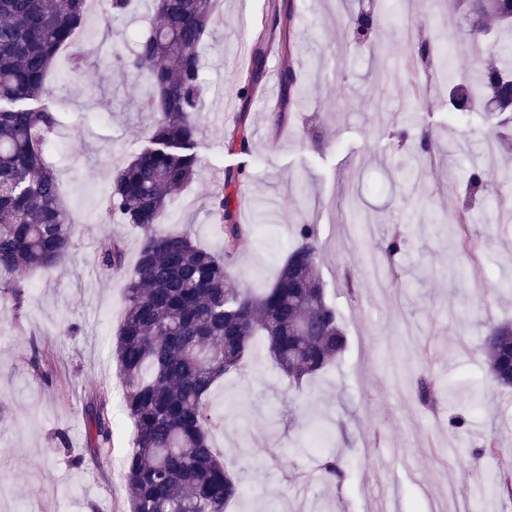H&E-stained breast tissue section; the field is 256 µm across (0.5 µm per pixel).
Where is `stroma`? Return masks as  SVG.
<instances>
[{"label":"stroma","mask_w":512,"mask_h":512,"mask_svg":"<svg viewBox=\"0 0 512 512\" xmlns=\"http://www.w3.org/2000/svg\"><path fill=\"white\" fill-rule=\"evenodd\" d=\"M377 22L366 39L348 24L363 6ZM214 36L201 52L206 98L199 114L201 163L193 183L170 202L164 223L220 248L213 214L216 179L242 172L226 187L231 208L250 228V246L232 260L234 285L264 288L276 277L309 224L320 243L318 270L348 335L344 355L299 388L287 387L257 340L246 365L225 374L212 401L224 414L215 437L224 463L247 491L227 512H505L481 494L484 472L472 452L493 435L512 450V391L489 380L477 348L490 321L512 319V181L488 182L465 197L475 163L483 161L492 127L489 105L455 107L435 90L439 63L417 68L406 84L405 40L418 34L442 48L453 88L476 85L482 59L452 47L470 21L450 0H216ZM290 14L291 29H269L276 55H263L257 88L239 92L232 79L258 16ZM154 15L140 4L128 24L105 29L87 17L75 48L79 72L61 54L49 80L62 125L48 162L60 180L75 229L74 254L52 272L20 273L19 316L0 299V512H129L123 460L132 426L120 401L112 343L123 318L125 279L103 270L99 243L123 239L125 265L138 257L139 233L112 223L101 207L113 168L148 136L141 80L123 67ZM294 70L297 94L266 104L270 83ZM287 109L288 122L275 116ZM247 116L249 146L231 148L224 130ZM400 127L427 130L443 158L416 160L400 145ZM470 207L482 221L461 243L457 213ZM405 247L385 273L387 293L371 281L364 260L393 235ZM48 351L58 382L39 381L34 348ZM427 373L441 400L416 403L411 382ZM107 385L115 417L112 450L96 455L85 407ZM465 421L449 426L451 417ZM331 451L347 462L341 485L323 481L319 460Z\"/></svg>","instance_id":"obj_1"}]
</instances>
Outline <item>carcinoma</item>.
I'll return each mask as SVG.
<instances>
[{"instance_id": "carcinoma-1", "label": "carcinoma", "mask_w": 512, "mask_h": 512, "mask_svg": "<svg viewBox=\"0 0 512 512\" xmlns=\"http://www.w3.org/2000/svg\"><path fill=\"white\" fill-rule=\"evenodd\" d=\"M473 19L464 41L484 50L489 25L512 26V0H456ZM132 0H104L106 23L121 20ZM158 22L126 61L143 77V108L154 115L147 139L131 160L113 172L103 199L113 219L141 232L138 260L125 268L124 246L102 240L104 269L122 273L126 308L114 338L113 360L121 380L125 413L133 425L125 461L131 512H225L244 496L238 477L224 467L215 434L224 415L212 403L216 381L239 368L255 337L263 336L288 384L298 387L323 373L346 349L347 336L317 267L318 240L309 224L274 281L260 292L236 288L229 259L249 245L224 185L212 199L225 219L224 251L198 246L187 231L169 229L163 218L173 192L187 186L200 163L197 112L201 102L200 49L211 36L214 0H154ZM87 0H0V297L22 308L24 292L12 275L50 272L74 252L73 226L62 204L58 178L46 161L58 125L48 76L59 51L73 46L84 24ZM376 19L358 13L350 25L367 37ZM496 63L481 72L486 99L512 112V73L504 67L512 50H489ZM437 55L415 44L413 64ZM233 146L248 145L246 113L225 130ZM493 385L512 388V323H491L480 348ZM419 402L432 406V381L415 382ZM94 447L112 448V410L106 397L93 403ZM501 454L496 437L475 451V462ZM346 462L332 454L320 464L322 478L341 484ZM484 490L512 500V461L505 460Z\"/></svg>"}]
</instances>
